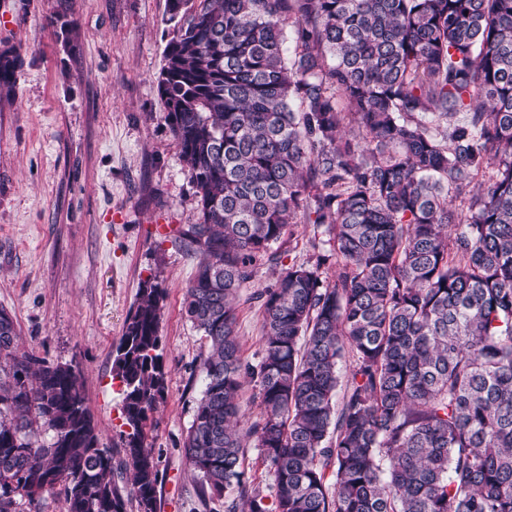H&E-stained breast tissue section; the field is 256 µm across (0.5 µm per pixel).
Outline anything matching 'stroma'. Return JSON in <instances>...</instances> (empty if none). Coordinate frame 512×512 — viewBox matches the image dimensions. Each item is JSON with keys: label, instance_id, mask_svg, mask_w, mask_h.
I'll return each instance as SVG.
<instances>
[{"label": "stroma", "instance_id": "1", "mask_svg": "<svg viewBox=\"0 0 512 512\" xmlns=\"http://www.w3.org/2000/svg\"><path fill=\"white\" fill-rule=\"evenodd\" d=\"M60 13L75 23L67 44L52 23ZM1 14L0 49L20 48L22 65L15 99L0 102V308L21 350L80 368L101 442L119 457L115 347L141 281L159 277L168 390L152 416L158 512H224L223 498L201 501L183 452L208 348L182 309L197 260L157 231L197 220L157 90L166 0H0ZM272 281L262 267L241 291L237 330L253 365L262 347L253 295Z\"/></svg>", "mask_w": 512, "mask_h": 512}]
</instances>
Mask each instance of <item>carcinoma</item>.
<instances>
[{"mask_svg":"<svg viewBox=\"0 0 512 512\" xmlns=\"http://www.w3.org/2000/svg\"><path fill=\"white\" fill-rule=\"evenodd\" d=\"M167 13L158 91L198 207L174 244L198 257L182 305L209 344L183 445L202 496L224 495V512H512V0ZM20 63L0 51V100ZM300 224L313 253L285 265ZM260 264L274 281L256 293L253 367L237 298ZM166 295L140 285L115 349L120 460L79 367L19 352L0 309V512H42L57 489L65 512H158ZM246 376L260 412L243 426ZM249 439L268 495L244 468Z\"/></svg>","mask_w":512,"mask_h":512,"instance_id":"cac0c4a2","label":"carcinoma"}]
</instances>
